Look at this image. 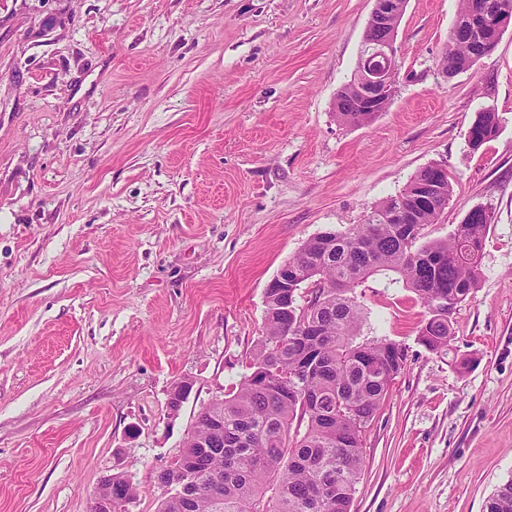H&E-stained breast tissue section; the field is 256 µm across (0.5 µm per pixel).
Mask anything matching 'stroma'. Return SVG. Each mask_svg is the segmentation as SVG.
Instances as JSON below:
<instances>
[{"label":"stroma","instance_id":"35a3bbf8","mask_svg":"<svg viewBox=\"0 0 512 512\" xmlns=\"http://www.w3.org/2000/svg\"><path fill=\"white\" fill-rule=\"evenodd\" d=\"M458 5L407 0L396 96L353 126L334 103L374 0H0V512H90L116 472L128 512H157L280 267L436 161L453 193L425 239L494 208L480 285L445 355L418 344L409 289L358 288L405 360L350 512H483L512 479V24L447 76ZM485 110L500 130L474 150ZM500 119L496 112H478L467 133V143L470 148L480 146L496 137L499 131Z\"/></svg>","mask_w":512,"mask_h":512}]
</instances>
